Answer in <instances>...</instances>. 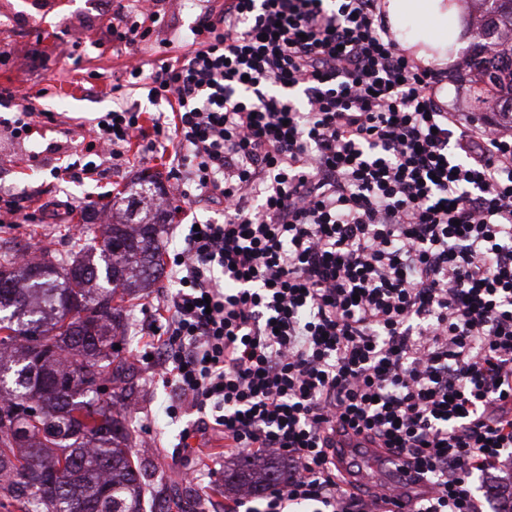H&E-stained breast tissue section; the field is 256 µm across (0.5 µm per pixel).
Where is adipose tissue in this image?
Listing matches in <instances>:
<instances>
[{
	"instance_id": "obj_1",
	"label": "adipose tissue",
	"mask_w": 512,
	"mask_h": 512,
	"mask_svg": "<svg viewBox=\"0 0 512 512\" xmlns=\"http://www.w3.org/2000/svg\"><path fill=\"white\" fill-rule=\"evenodd\" d=\"M386 11L390 25L411 20L404 45L423 61L447 62L460 45L464 0H387Z\"/></svg>"
}]
</instances>
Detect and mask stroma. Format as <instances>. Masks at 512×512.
<instances>
[{"mask_svg": "<svg viewBox=\"0 0 512 512\" xmlns=\"http://www.w3.org/2000/svg\"><path fill=\"white\" fill-rule=\"evenodd\" d=\"M223 3L159 0V20L141 45L140 59L152 63L187 53L200 12ZM116 8L117 0H0V196L10 197L20 209L18 223L0 224V240L9 241L16 252L32 247L64 251L76 238H101L100 225L79 222L84 201L109 205L117 190L144 172L158 175L172 198L186 175L170 154L148 151L142 142L128 148L125 162L104 164L97 176L64 179L58 174L87 163L78 144L97 117L115 102L136 99L125 86L130 57L110 37ZM21 55L26 58L22 65L16 62ZM22 94L37 97L43 111L26 138L12 133ZM170 286L164 275L145 289L130 312L142 332L120 342L122 355L138 367L131 397L143 441L138 455L154 479L177 490L180 499L170 512H224L230 500L224 470L235 454L225 453L222 435L212 430L181 447L184 429L196 425L199 415L193 409L172 418L164 414L172 390L157 375V360L145 355Z\"/></svg>", "mask_w": 512, "mask_h": 512, "instance_id": "stroma-1", "label": "stroma"}]
</instances>
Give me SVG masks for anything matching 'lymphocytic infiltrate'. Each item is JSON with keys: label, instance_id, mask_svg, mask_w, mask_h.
I'll return each mask as SVG.
<instances>
[{"label": "lymphocytic infiltrate", "instance_id": "lymphocytic-infiltrate-1", "mask_svg": "<svg viewBox=\"0 0 512 512\" xmlns=\"http://www.w3.org/2000/svg\"><path fill=\"white\" fill-rule=\"evenodd\" d=\"M140 2L113 17L131 53ZM191 33L129 76L166 111L90 133L99 161L175 142L179 200L224 205L171 260L165 413L287 462L227 512H373L334 462L358 435L432 484L417 512H483L473 478L512 471V115L443 101L381 0H224Z\"/></svg>", "mask_w": 512, "mask_h": 512}]
</instances>
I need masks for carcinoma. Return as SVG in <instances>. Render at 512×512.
<instances>
[{"instance_id":"obj_1","label":"carcinoma","mask_w":512,"mask_h":512,"mask_svg":"<svg viewBox=\"0 0 512 512\" xmlns=\"http://www.w3.org/2000/svg\"><path fill=\"white\" fill-rule=\"evenodd\" d=\"M467 75L475 99L512 112V0H478ZM141 175L112 203L103 245L21 261L0 242V512H142L150 474L126 399L134 367L115 349L128 303L165 271L171 213ZM285 463L248 457L224 491L260 494Z\"/></svg>"}]
</instances>
